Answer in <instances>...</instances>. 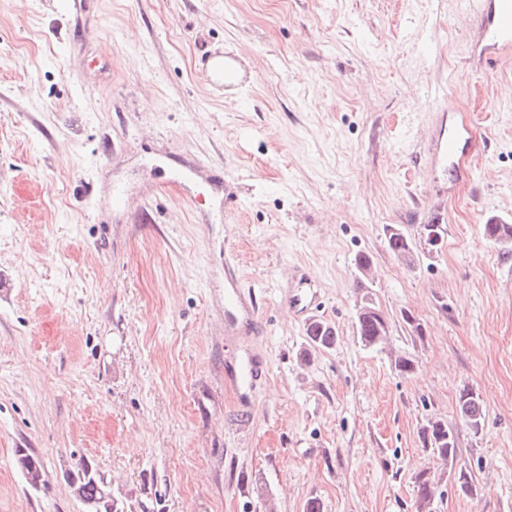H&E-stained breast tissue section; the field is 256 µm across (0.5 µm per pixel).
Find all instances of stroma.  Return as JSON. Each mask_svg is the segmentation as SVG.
<instances>
[{
  "mask_svg": "<svg viewBox=\"0 0 512 512\" xmlns=\"http://www.w3.org/2000/svg\"><path fill=\"white\" fill-rule=\"evenodd\" d=\"M470 39L460 0H0V512H83V462L127 512H415L426 468L433 512H512V251L480 224L512 211V64L475 84ZM450 112L482 136L453 193L420 148ZM436 219L440 245L393 257L387 227ZM228 261L257 300L233 325ZM301 277L332 348L288 306ZM248 355L267 373L245 393L224 364ZM431 419L454 460L422 446ZM366 299L367 302L363 301L356 311V333L363 346L378 348L387 339L386 332L390 327V323L373 300L371 298ZM306 336L311 345L322 348H330L337 341L333 327L322 321H313L306 328ZM457 410L462 421L474 432L482 429L485 420L479 395L470 388H463L457 399ZM420 438L425 448H431L436 457L448 462L456 455L455 439L448 425L440 419H431L421 428ZM16 465L22 472L25 480L28 485L34 489L28 482L26 477L27 474H32L33 478H40L41 486L43 485V472L44 466L43 462L39 456L28 451L27 449H18L16 451Z\"/></svg>",
  "mask_w": 512,
  "mask_h": 512,
  "instance_id": "obj_1",
  "label": "stroma"
}]
</instances>
